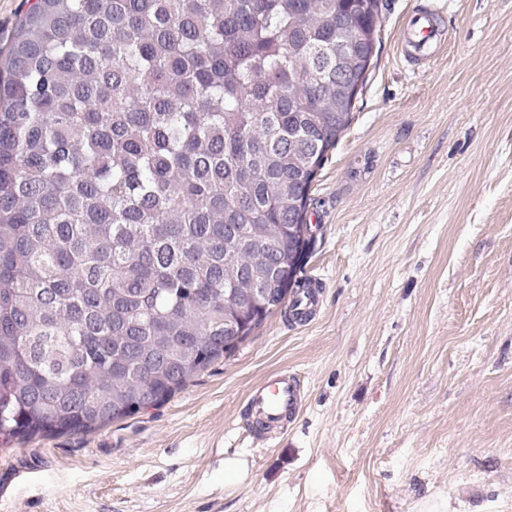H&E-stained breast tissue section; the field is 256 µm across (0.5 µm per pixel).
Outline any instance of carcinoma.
<instances>
[{"instance_id":"obj_1","label":"carcinoma","mask_w":512,"mask_h":512,"mask_svg":"<svg viewBox=\"0 0 512 512\" xmlns=\"http://www.w3.org/2000/svg\"><path fill=\"white\" fill-rule=\"evenodd\" d=\"M382 0H35L0 50V438L161 405L314 295ZM354 20L336 28V16Z\"/></svg>"}]
</instances>
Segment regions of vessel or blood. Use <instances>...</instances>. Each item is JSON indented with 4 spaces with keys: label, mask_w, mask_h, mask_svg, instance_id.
<instances>
[{
    "label": "vessel or blood",
    "mask_w": 512,
    "mask_h": 512,
    "mask_svg": "<svg viewBox=\"0 0 512 512\" xmlns=\"http://www.w3.org/2000/svg\"><path fill=\"white\" fill-rule=\"evenodd\" d=\"M441 37L433 18L418 12L409 22L403 48L429 59L434 56ZM247 406L251 416L262 422L264 433L278 435L284 433L286 421L300 412L301 390L292 376L281 372L254 387L247 397Z\"/></svg>",
    "instance_id": "vessel-or-blood-1"
}]
</instances>
